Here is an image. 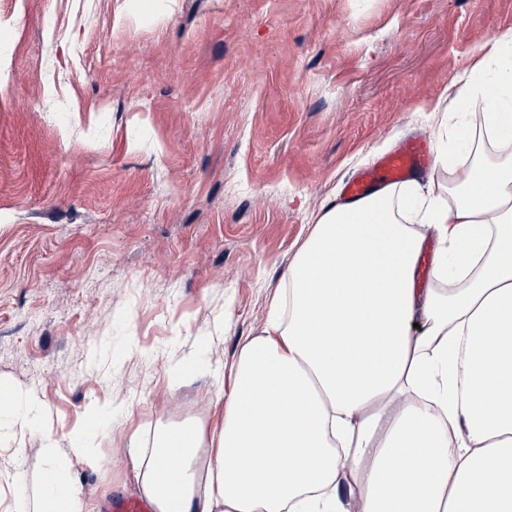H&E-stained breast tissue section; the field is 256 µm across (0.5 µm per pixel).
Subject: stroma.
Returning <instances> with one entry per match:
<instances>
[{
  "mask_svg": "<svg viewBox=\"0 0 512 512\" xmlns=\"http://www.w3.org/2000/svg\"><path fill=\"white\" fill-rule=\"evenodd\" d=\"M510 28L512 0H0V512L49 453L103 512L160 427L219 421L311 224L439 147Z\"/></svg>",
  "mask_w": 512,
  "mask_h": 512,
  "instance_id": "1",
  "label": "stroma"
}]
</instances>
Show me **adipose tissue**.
<instances>
[{
  "mask_svg": "<svg viewBox=\"0 0 512 512\" xmlns=\"http://www.w3.org/2000/svg\"><path fill=\"white\" fill-rule=\"evenodd\" d=\"M493 161L453 205L383 186L325 207L230 371L219 422L160 428L139 449L154 512H512V29L472 70ZM446 242L417 290L424 240ZM15 512H86L46 456ZM420 233L425 236L423 250L419 257V266L422 258L427 256L430 262L431 271L429 276L425 280H421L419 273L416 276V288H429L432 281V270L436 255L445 246L444 242L440 239L437 231L432 227H417ZM430 284V285H429ZM429 286V287H428Z\"/></svg>",
  "mask_w": 512,
  "mask_h": 512,
  "instance_id": "obj_1",
  "label": "adipose tissue"
}]
</instances>
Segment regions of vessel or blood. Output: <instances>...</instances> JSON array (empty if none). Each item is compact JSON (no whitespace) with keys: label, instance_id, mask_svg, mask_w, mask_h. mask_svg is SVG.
<instances>
[{"label":"vessel or blood","instance_id":"b4317fda","mask_svg":"<svg viewBox=\"0 0 512 512\" xmlns=\"http://www.w3.org/2000/svg\"><path fill=\"white\" fill-rule=\"evenodd\" d=\"M433 162V152L426 140L406 139L395 151L381 157L375 166L365 168L348 180L344 194L351 200L363 199L374 191L378 182L405 181L416 174L428 172Z\"/></svg>","mask_w":512,"mask_h":512}]
</instances>
